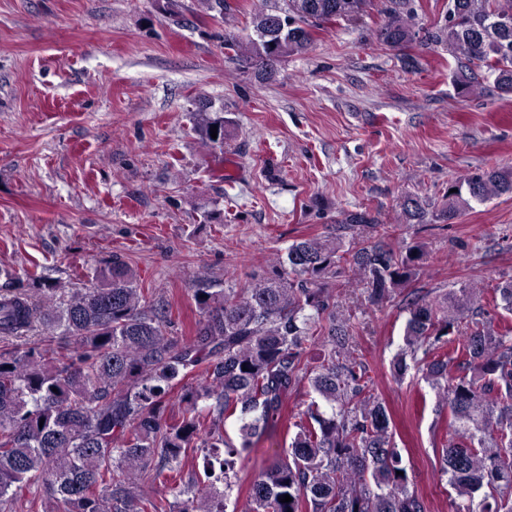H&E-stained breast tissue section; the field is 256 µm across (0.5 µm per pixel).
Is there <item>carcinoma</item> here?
<instances>
[{
	"mask_svg": "<svg viewBox=\"0 0 512 512\" xmlns=\"http://www.w3.org/2000/svg\"><path fill=\"white\" fill-rule=\"evenodd\" d=\"M157 2L169 16L235 10L229 0ZM269 2L250 10V34L224 36V49L262 79L303 53L312 30L362 15L374 0ZM379 13L377 37L392 47L448 44L462 91L473 90V66L512 90V0H449L444 24L424 30L410 0H383ZM276 16L296 24L282 31ZM226 125L224 109L199 102L194 132L205 147L224 153ZM448 189L437 214L447 221L474 202L512 196V167L472 171ZM400 208L401 223H427L428 204L408 196ZM378 226L367 210L347 213L334 234L294 241L274 276L253 274L241 288L197 272L201 318L184 337L118 258L68 290L5 273L0 338L37 329L40 339L0 352V512H225L243 453L280 424L288 392L303 383L315 398L294 415L287 453L252 482L248 512H428L359 349L361 323L328 287L348 268L354 278L338 287L377 303L422 264L419 250L364 237ZM408 312L391 372L421 375L448 411L441 473L454 491L451 512H512V278L465 284ZM311 345L315 366L304 362ZM174 399L179 420L167 414ZM232 416L237 444L224 437ZM190 450L202 471L185 468ZM148 484L163 490L150 495Z\"/></svg>",
	"mask_w": 512,
	"mask_h": 512,
	"instance_id": "cac0c4a2",
	"label": "carcinoma"
}]
</instances>
